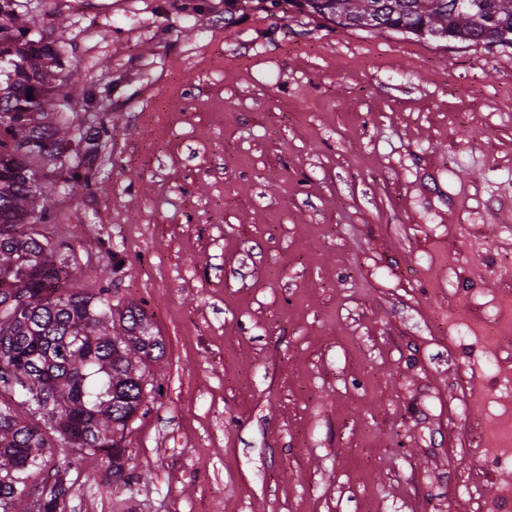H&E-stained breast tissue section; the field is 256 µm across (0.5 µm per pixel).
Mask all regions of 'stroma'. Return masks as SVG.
Here are the masks:
<instances>
[{
  "instance_id": "1",
  "label": "stroma",
  "mask_w": 512,
  "mask_h": 512,
  "mask_svg": "<svg viewBox=\"0 0 512 512\" xmlns=\"http://www.w3.org/2000/svg\"><path fill=\"white\" fill-rule=\"evenodd\" d=\"M19 2L96 91L48 230L165 344L129 490L83 462L65 512H512V47Z\"/></svg>"
}]
</instances>
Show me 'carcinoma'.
I'll list each match as a JSON object with an SVG mask.
<instances>
[{
	"label": "carcinoma",
	"instance_id": "carcinoma-1",
	"mask_svg": "<svg viewBox=\"0 0 512 512\" xmlns=\"http://www.w3.org/2000/svg\"><path fill=\"white\" fill-rule=\"evenodd\" d=\"M268 0L342 29L410 34L420 41L512 45V0ZM35 21L0 0V512H63L68 473L105 457L110 495L124 471L123 443L163 386L148 381L164 355L145 311L112 303L111 289L75 292L74 246L40 225L58 220V192L91 185L84 134L63 109L75 76L62 46L34 37ZM32 98H27V94ZM50 165L58 179L39 175ZM53 483L33 481L47 464Z\"/></svg>",
	"mask_w": 512,
	"mask_h": 512
}]
</instances>
